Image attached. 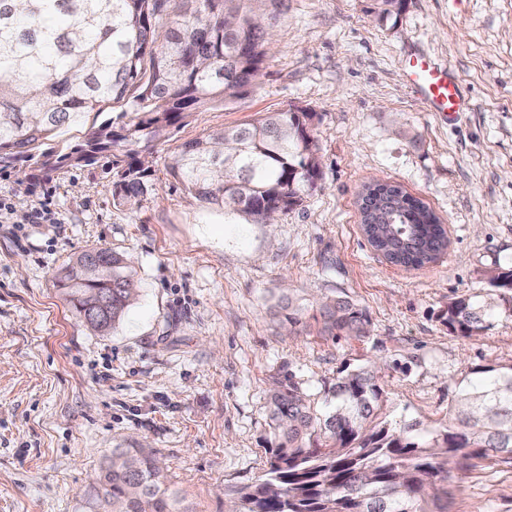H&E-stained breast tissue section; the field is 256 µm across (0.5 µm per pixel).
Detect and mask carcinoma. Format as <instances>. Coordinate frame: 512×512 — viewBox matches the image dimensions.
I'll list each match as a JSON object with an SVG mask.
<instances>
[{
    "mask_svg": "<svg viewBox=\"0 0 512 512\" xmlns=\"http://www.w3.org/2000/svg\"><path fill=\"white\" fill-rule=\"evenodd\" d=\"M284 0H0V164L25 162L49 177L92 162L120 144L159 137L185 114L246 98L271 44L268 17ZM118 113L87 126L90 113ZM304 110L268 112L243 126L203 133L173 152L169 174L211 206L257 224L290 210L320 177ZM85 130L63 151L61 136ZM139 152L129 150L112 182V203L134 208L149 192ZM387 221L368 225L396 266L424 267L448 247L446 231L424 203L397 199ZM112 267V278L99 266ZM136 271L121 254L92 247L71 260L55 287L92 330L105 333L136 301ZM512 313L502 303L457 298L444 313L460 336ZM322 334L369 335L365 309L347 298L319 307ZM458 391V430L424 437L416 425L378 419L382 389L375 369L337 378L336 401L319 413L295 382L270 395L274 446L256 491L242 490L230 512H443L448 466L470 455L512 464V364L485 367ZM93 512H186L157 458L117 448L101 467Z\"/></svg>",
    "mask_w": 512,
    "mask_h": 512,
    "instance_id": "obj_1",
    "label": "carcinoma"
}]
</instances>
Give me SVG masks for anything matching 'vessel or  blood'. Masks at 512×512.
I'll use <instances>...</instances> for the list:
<instances>
[{
    "label": "vessel or blood",
    "mask_w": 512,
    "mask_h": 512,
    "mask_svg": "<svg viewBox=\"0 0 512 512\" xmlns=\"http://www.w3.org/2000/svg\"><path fill=\"white\" fill-rule=\"evenodd\" d=\"M400 76L427 111L446 114L462 111L464 92L451 66L438 65L428 56L414 53L402 58Z\"/></svg>",
    "instance_id": "obj_1"
}]
</instances>
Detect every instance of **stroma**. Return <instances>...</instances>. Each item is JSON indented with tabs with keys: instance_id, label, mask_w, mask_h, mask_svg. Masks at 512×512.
<instances>
[{
	"instance_id": "obj_1",
	"label": "stroma",
	"mask_w": 512,
	"mask_h": 512,
	"mask_svg": "<svg viewBox=\"0 0 512 512\" xmlns=\"http://www.w3.org/2000/svg\"><path fill=\"white\" fill-rule=\"evenodd\" d=\"M286 0L274 51L250 94L189 112L150 142L152 191L113 206L126 149L52 178L0 166V512H90L116 448L160 459L190 512H226L268 467L274 381L323 396L343 370L382 369L381 414L445 431L476 368L512 363V316L463 337L450 300L487 297L512 271V0ZM416 50L452 64L471 109L428 112L403 83ZM312 112L321 176L275 223L224 215L167 173L177 145L264 112ZM401 185L445 224L448 248L421 268L368 244L359 194ZM40 223H30L35 211ZM97 246L130 257L139 297L110 332L93 333L54 286ZM304 307L289 332L281 293ZM366 309L364 338L325 336L326 297ZM447 512H512V466L465 460L448 475Z\"/></svg>"
}]
</instances>
